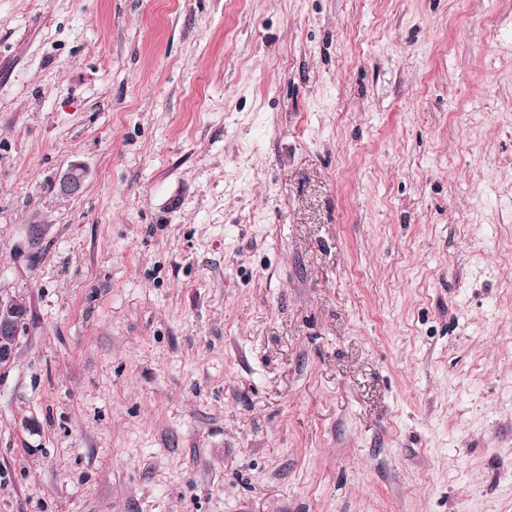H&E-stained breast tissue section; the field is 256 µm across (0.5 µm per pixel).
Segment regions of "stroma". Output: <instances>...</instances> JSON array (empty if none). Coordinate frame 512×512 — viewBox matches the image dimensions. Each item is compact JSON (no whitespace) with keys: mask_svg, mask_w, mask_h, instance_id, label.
<instances>
[{"mask_svg":"<svg viewBox=\"0 0 512 512\" xmlns=\"http://www.w3.org/2000/svg\"><path fill=\"white\" fill-rule=\"evenodd\" d=\"M0 293V512H512V0H0ZM84 180L85 170L79 165H71L58 176L54 189L60 196H74L82 190ZM29 306L23 299L4 298L0 293V366L14 359L17 337L20 335Z\"/></svg>","mask_w":512,"mask_h":512,"instance_id":"1","label":"stroma"}]
</instances>
